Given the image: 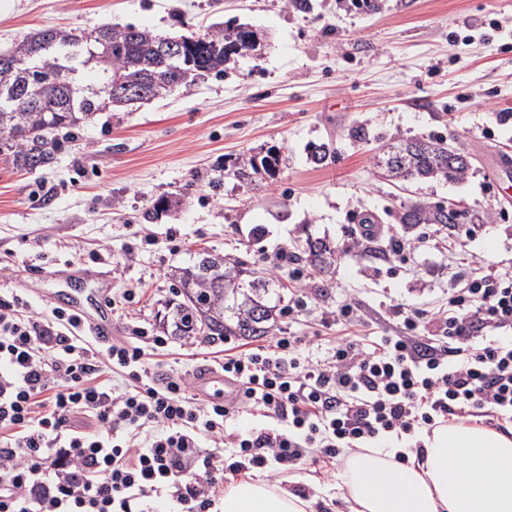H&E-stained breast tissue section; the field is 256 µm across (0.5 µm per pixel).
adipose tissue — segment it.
Here are the masks:
<instances>
[{"label":"adipose tissue","mask_w":512,"mask_h":512,"mask_svg":"<svg viewBox=\"0 0 512 512\" xmlns=\"http://www.w3.org/2000/svg\"><path fill=\"white\" fill-rule=\"evenodd\" d=\"M408 442L346 454L341 487L350 512H512V429L458 421ZM316 498L258 473L227 486L222 512H316Z\"/></svg>","instance_id":"obj_1"}]
</instances>
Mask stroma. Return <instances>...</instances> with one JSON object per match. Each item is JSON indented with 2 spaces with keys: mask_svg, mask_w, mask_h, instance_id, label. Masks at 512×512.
Wrapping results in <instances>:
<instances>
[{
  "mask_svg": "<svg viewBox=\"0 0 512 512\" xmlns=\"http://www.w3.org/2000/svg\"><path fill=\"white\" fill-rule=\"evenodd\" d=\"M379 3L357 14L345 0H308L304 9L294 0H0V52L50 26L184 33L234 19L262 36L260 55L239 57L222 78L98 114L46 170L0 160V295L47 314L59 291L106 284L115 335L139 325L168 337L158 363L191 374L222 358L227 342L176 336L163 321L177 300L176 273L199 250L260 268L309 236L335 249L321 303L333 310L357 295L364 321L324 323L309 311L278 322L317 358L342 338L373 348L393 329L390 306L433 312L446 303L469 269L449 261L448 248L512 267V178L495 183L487 167L490 157H512V122L500 121L512 113V0ZM356 125L368 129L367 142L351 138ZM429 136L472 156L465 181L399 187L381 178L373 158L383 145ZM325 140L335 152L315 164L308 147ZM271 146L282 156L275 179L225 178V165ZM164 198L182 204L160 208ZM406 200H456L492 220L463 241L437 226L405 230L429 242L393 268L347 251L359 215L393 225ZM341 466L310 460L282 476L306 495L335 484Z\"/></svg>",
  "mask_w": 512,
  "mask_h": 512,
  "instance_id": "1",
  "label": "stroma"
}]
</instances>
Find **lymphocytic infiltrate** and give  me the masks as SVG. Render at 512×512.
Masks as SVG:
<instances>
[{
  "instance_id": "lymphocytic-infiltrate-1",
  "label": "lymphocytic infiltrate",
  "mask_w": 512,
  "mask_h": 512,
  "mask_svg": "<svg viewBox=\"0 0 512 512\" xmlns=\"http://www.w3.org/2000/svg\"><path fill=\"white\" fill-rule=\"evenodd\" d=\"M391 316L370 351L345 338L314 358L296 336L227 347L233 388L215 402L152 363L165 337L134 327L102 347L60 308L0 299V512H216L228 474H278L451 419L512 423L511 272L479 264L436 312ZM242 413L282 426L225 432Z\"/></svg>"
}]
</instances>
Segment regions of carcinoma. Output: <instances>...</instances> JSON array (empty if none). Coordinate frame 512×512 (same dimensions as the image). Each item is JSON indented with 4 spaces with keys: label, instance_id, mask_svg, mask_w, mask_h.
I'll use <instances>...</instances> for the list:
<instances>
[{
    "label": "carcinoma",
    "instance_id": "carcinoma-1",
    "mask_svg": "<svg viewBox=\"0 0 512 512\" xmlns=\"http://www.w3.org/2000/svg\"><path fill=\"white\" fill-rule=\"evenodd\" d=\"M163 34L133 24L101 26L97 38L81 42L78 29L41 28L13 42L8 53L34 62L33 70L0 64V156L14 170L33 172L56 162L67 143L101 112H133L159 82L188 88L210 76L221 78L233 56L250 50L253 32L248 25L228 21L204 32L173 34L180 40L181 69H170L160 51ZM95 71L98 85L83 75ZM310 159L322 164L334 153L333 142L314 144ZM281 157L277 150L252 156L245 164L224 169L225 176L253 183L274 178ZM375 166L392 183L440 179L464 180L471 158L448 148L441 137L400 139L389 143L375 158ZM481 211L443 202H411L401 206L399 223L482 224ZM294 258L324 273L334 262V251L317 239H306ZM280 277L255 271L240 262L228 263L207 252L199 254L194 269L180 277L181 297L173 315V333L194 336H268L288 305Z\"/></svg>",
    "mask_w": 512,
    "mask_h": 512
}]
</instances>
